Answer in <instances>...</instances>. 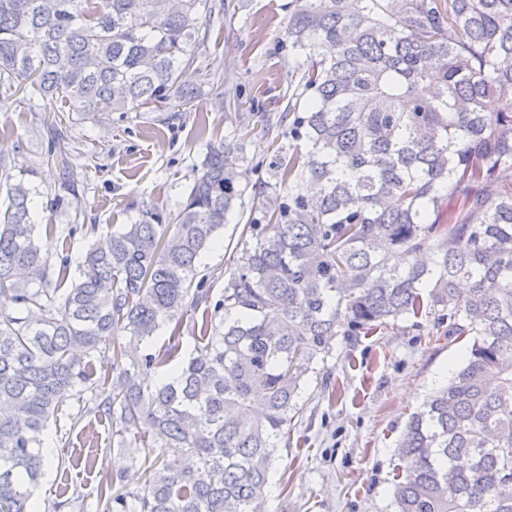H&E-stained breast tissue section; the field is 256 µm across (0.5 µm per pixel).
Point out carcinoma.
<instances>
[{
    "label": "carcinoma",
    "instance_id": "carcinoma-1",
    "mask_svg": "<svg viewBox=\"0 0 512 512\" xmlns=\"http://www.w3.org/2000/svg\"><path fill=\"white\" fill-rule=\"evenodd\" d=\"M222 9L0 0V100L61 98L82 120L190 107ZM285 32L309 98L272 181L242 184L243 144L210 141L175 217L80 227L96 238L74 276L0 167V512H36L66 397L142 424L122 444L165 455L103 477L96 512H264L268 449L316 360L432 311L465 353L405 423L395 512H512V0H293ZM248 191L275 202L244 224L214 300L199 259Z\"/></svg>",
    "mask_w": 512,
    "mask_h": 512
}]
</instances>
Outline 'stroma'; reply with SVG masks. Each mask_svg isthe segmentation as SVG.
Returning <instances> with one entry per match:
<instances>
[{
	"label": "stroma",
	"mask_w": 512,
	"mask_h": 512,
	"mask_svg": "<svg viewBox=\"0 0 512 512\" xmlns=\"http://www.w3.org/2000/svg\"><path fill=\"white\" fill-rule=\"evenodd\" d=\"M289 0H224V16L211 24L193 83L200 96L187 112L100 113L72 121L60 145L40 130L44 101H0V163L32 189L33 223L52 224L48 251L67 244L79 260L92 235L129 223L140 209L177 213L206 151L199 124L224 140H242L250 182L267 179L274 145L287 144L284 113L303 108L296 62L288 51ZM65 197V210L52 209ZM76 226L64 237L68 226ZM243 223L232 215L218 244L199 262L220 297L229 277ZM463 345L431 314L399 319L357 343L339 341L318 362L304 387L294 420L292 447L272 457L265 512H393L395 448L409 413L445 383ZM49 442L66 459L50 461L35 491L41 507L59 487L96 506L101 477L129 464L112 423L97 415L60 421Z\"/></svg>",
	"instance_id": "1"
}]
</instances>
